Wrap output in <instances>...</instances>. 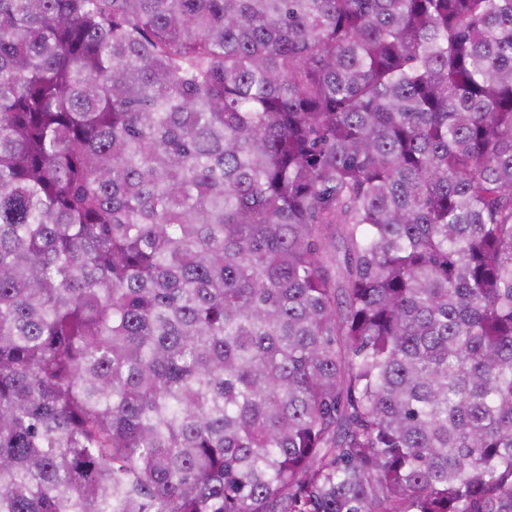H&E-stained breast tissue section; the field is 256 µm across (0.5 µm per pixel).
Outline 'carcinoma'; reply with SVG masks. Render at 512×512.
I'll return each instance as SVG.
<instances>
[{"label": "carcinoma", "instance_id": "carcinoma-1", "mask_svg": "<svg viewBox=\"0 0 512 512\" xmlns=\"http://www.w3.org/2000/svg\"><path fill=\"white\" fill-rule=\"evenodd\" d=\"M0 512H512V0H0Z\"/></svg>", "mask_w": 512, "mask_h": 512}]
</instances>
